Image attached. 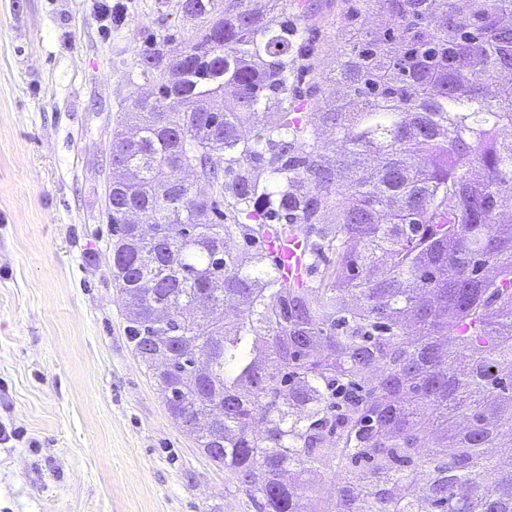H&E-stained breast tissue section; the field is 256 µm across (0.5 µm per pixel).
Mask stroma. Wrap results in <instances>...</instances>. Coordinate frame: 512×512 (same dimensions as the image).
I'll use <instances>...</instances> for the list:
<instances>
[{
  "label": "stroma",
  "mask_w": 512,
  "mask_h": 512,
  "mask_svg": "<svg viewBox=\"0 0 512 512\" xmlns=\"http://www.w3.org/2000/svg\"><path fill=\"white\" fill-rule=\"evenodd\" d=\"M303 2L330 99L358 25ZM175 3L0 0V512H257L170 418L110 272L113 131Z\"/></svg>",
  "instance_id": "35a3bbf8"
}]
</instances>
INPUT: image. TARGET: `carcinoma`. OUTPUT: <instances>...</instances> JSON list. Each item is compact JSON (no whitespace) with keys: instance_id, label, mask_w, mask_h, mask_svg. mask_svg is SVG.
I'll return each instance as SVG.
<instances>
[{"instance_id":"obj_1","label":"carcinoma","mask_w":512,"mask_h":512,"mask_svg":"<svg viewBox=\"0 0 512 512\" xmlns=\"http://www.w3.org/2000/svg\"><path fill=\"white\" fill-rule=\"evenodd\" d=\"M290 2L183 0L182 50L136 63L155 92L105 192L127 338L258 512H512V450L488 452L512 429V0H345L381 27L318 108L338 155L297 116L317 85ZM292 231L334 255L319 281L277 277L265 237ZM148 341L181 345L167 370Z\"/></svg>"}]
</instances>
